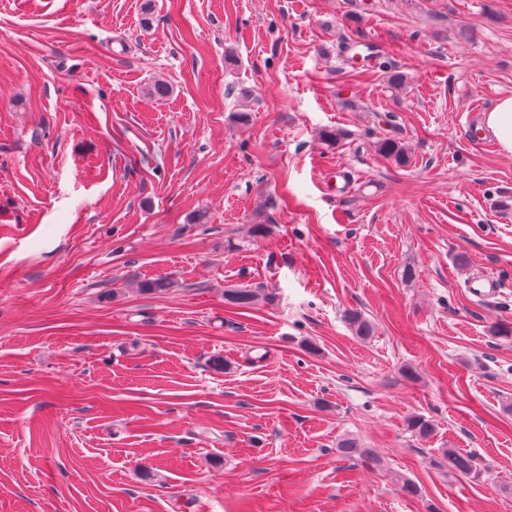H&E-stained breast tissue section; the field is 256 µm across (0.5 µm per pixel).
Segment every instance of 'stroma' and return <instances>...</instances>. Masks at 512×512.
Here are the masks:
<instances>
[{
  "label": "stroma",
  "instance_id": "stroma-1",
  "mask_svg": "<svg viewBox=\"0 0 512 512\" xmlns=\"http://www.w3.org/2000/svg\"><path fill=\"white\" fill-rule=\"evenodd\" d=\"M506 95L512 0H0V512H512ZM485 123L501 152L512 156V96L500 98L485 114ZM438 465L440 468L447 469L448 473L457 476L473 479L479 476L475 457L470 452L458 448H446Z\"/></svg>",
  "mask_w": 512,
  "mask_h": 512
}]
</instances>
